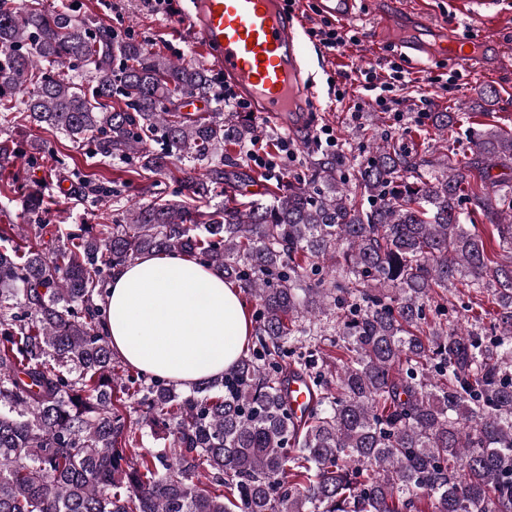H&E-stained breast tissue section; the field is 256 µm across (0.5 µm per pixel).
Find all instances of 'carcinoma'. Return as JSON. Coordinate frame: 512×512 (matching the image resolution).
Listing matches in <instances>:
<instances>
[{
	"mask_svg": "<svg viewBox=\"0 0 512 512\" xmlns=\"http://www.w3.org/2000/svg\"><path fill=\"white\" fill-rule=\"evenodd\" d=\"M214 87L193 60L71 10L0 0V125L91 145L131 178L183 174L51 256L0 226V512H415L421 495L432 512H512V178L491 175L512 167V133L485 128L434 162L388 141L354 182L323 154L247 201L251 113L180 111ZM429 119L443 131L457 113ZM67 180L85 200L90 181ZM13 181L39 215L41 183L25 168ZM147 254L186 256L254 302L250 354L187 393L125 369L103 332L113 275ZM461 279L496 306L487 343L443 322ZM322 314L338 323L334 384L288 362ZM299 373L316 392L303 419L285 393ZM131 402L168 450L141 451Z\"/></svg>",
	"mask_w": 512,
	"mask_h": 512,
	"instance_id": "obj_1",
	"label": "carcinoma"
}]
</instances>
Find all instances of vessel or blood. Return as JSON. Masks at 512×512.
Returning <instances> with one entry per match:
<instances>
[{"label":"vessel or blood","instance_id":"obj_1","mask_svg":"<svg viewBox=\"0 0 512 512\" xmlns=\"http://www.w3.org/2000/svg\"><path fill=\"white\" fill-rule=\"evenodd\" d=\"M505 0H459L454 9L466 15L503 12ZM322 13L350 19L357 0H320ZM284 0H189L185 25L203 53L221 69L256 115L286 130L303 125V112L313 99L305 74L306 41ZM377 33L393 37L404 53L418 58H444L465 67L483 65L485 45L478 33L460 35L446 27L407 29L394 20L379 23Z\"/></svg>","mask_w":512,"mask_h":512}]
</instances>
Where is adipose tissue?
<instances>
[{"label":"adipose tissue","mask_w":512,"mask_h":512,"mask_svg":"<svg viewBox=\"0 0 512 512\" xmlns=\"http://www.w3.org/2000/svg\"><path fill=\"white\" fill-rule=\"evenodd\" d=\"M107 301L113 352L180 386L220 375L251 339L239 288L182 256L137 259L114 276Z\"/></svg>","instance_id":"ef3b65f1"}]
</instances>
